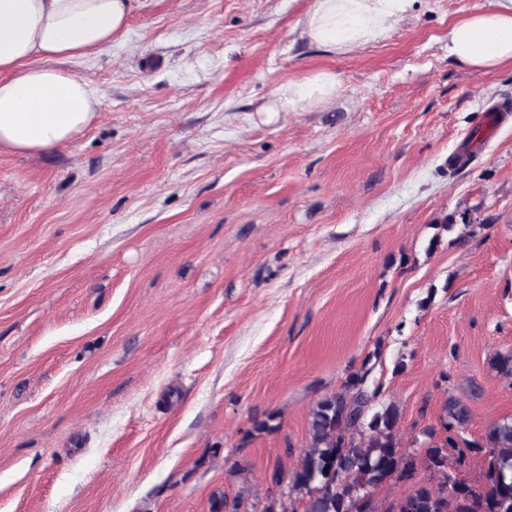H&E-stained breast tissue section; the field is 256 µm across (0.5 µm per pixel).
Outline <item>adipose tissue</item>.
<instances>
[{"instance_id": "ef3b65f1", "label": "adipose tissue", "mask_w": 512, "mask_h": 512, "mask_svg": "<svg viewBox=\"0 0 512 512\" xmlns=\"http://www.w3.org/2000/svg\"><path fill=\"white\" fill-rule=\"evenodd\" d=\"M418 0H315L302 33L332 54L384 39ZM133 0H0V150L41 154L71 142L94 120L99 98L85 79L52 60L100 53L125 35ZM448 57L476 69L512 63V0L450 24ZM336 76L321 70L288 84L281 109L331 98Z\"/></svg>"}]
</instances>
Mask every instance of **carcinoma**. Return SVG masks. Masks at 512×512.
<instances>
[{
    "label": "carcinoma",
    "mask_w": 512,
    "mask_h": 512,
    "mask_svg": "<svg viewBox=\"0 0 512 512\" xmlns=\"http://www.w3.org/2000/svg\"><path fill=\"white\" fill-rule=\"evenodd\" d=\"M491 367L512 380V351L497 352ZM368 370L349 373L342 389L318 400L309 412L307 449L290 471L273 470L271 481L286 491L266 497L260 512H512V419L487 425L483 435H465L470 407L453 395L441 404L440 428L422 429L405 446L399 408L377 403L366 386ZM454 454L448 455V449ZM478 455L486 465L478 483L448 477ZM429 472L426 480L418 470ZM411 483L389 503L382 489ZM244 497L213 498L212 512H241Z\"/></svg>",
    "instance_id": "cac0c4a2"
}]
</instances>
